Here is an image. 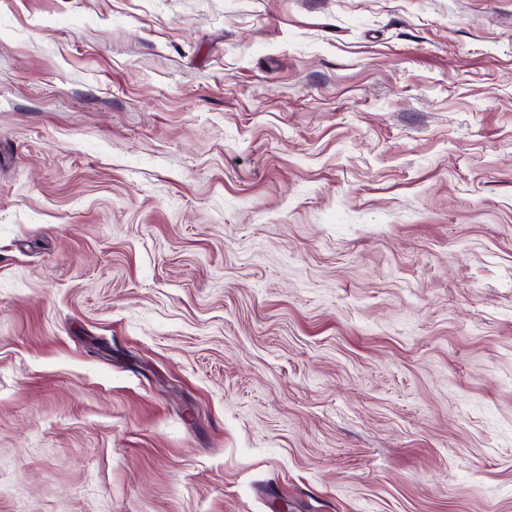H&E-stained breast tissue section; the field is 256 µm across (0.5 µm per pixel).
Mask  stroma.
Segmentation results:
<instances>
[{
    "label": "stroma",
    "mask_w": 512,
    "mask_h": 512,
    "mask_svg": "<svg viewBox=\"0 0 512 512\" xmlns=\"http://www.w3.org/2000/svg\"><path fill=\"white\" fill-rule=\"evenodd\" d=\"M512 512V0H0V512Z\"/></svg>",
    "instance_id": "1"
}]
</instances>
